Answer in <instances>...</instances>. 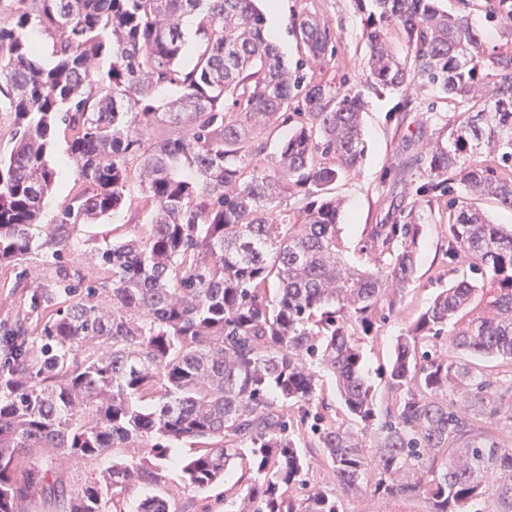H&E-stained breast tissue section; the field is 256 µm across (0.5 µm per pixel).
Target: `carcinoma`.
Wrapping results in <instances>:
<instances>
[{
  "label": "carcinoma",
  "mask_w": 512,
  "mask_h": 512,
  "mask_svg": "<svg viewBox=\"0 0 512 512\" xmlns=\"http://www.w3.org/2000/svg\"><path fill=\"white\" fill-rule=\"evenodd\" d=\"M355 4L371 87H430L458 110L447 143L405 161L423 173L412 197L392 202L399 223L372 228L366 267L342 257L333 194L364 154L363 93L317 68L336 56L328 22L299 16L305 58L291 68L256 0H0V111L13 143L0 156V268L21 312L0 327V512L37 496L58 512H126L139 485L157 490L136 512H186L176 496L224 484L237 459L250 477L224 512H340L373 471L374 494L422 498L428 512H512V446L473 420L512 427V396L439 351L448 337L512 363V230L467 202L490 196L512 210V0H484L506 38L491 50L437 0ZM34 30L50 39L48 65ZM168 87L178 98L157 104ZM278 122L293 129L269 154ZM158 125L171 135L151 142ZM61 134L74 181L44 224ZM445 196L448 265L465 255L472 277L397 337L395 402L380 414L359 337L386 320L387 281L413 282L417 201ZM132 207L143 217L132 235L94 241L91 271L73 264L79 226ZM35 255L55 265L47 286L27 283ZM317 367L362 430L381 419L373 454L333 419ZM460 386L467 411L448 404ZM177 443L193 452L169 481ZM304 446L322 449L336 487H309ZM108 454L112 465L80 484L63 475L72 460ZM490 470L501 474L492 490Z\"/></svg>",
  "instance_id": "1"
}]
</instances>
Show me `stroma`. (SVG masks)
<instances>
[{
  "instance_id": "1",
  "label": "stroma",
  "mask_w": 512,
  "mask_h": 512,
  "mask_svg": "<svg viewBox=\"0 0 512 512\" xmlns=\"http://www.w3.org/2000/svg\"><path fill=\"white\" fill-rule=\"evenodd\" d=\"M306 11L328 21L336 33L338 54L335 63L324 67L325 79L336 84L363 83L366 77L364 15L354 0H283L278 21L280 37L275 45L284 60L292 64L304 56L294 25ZM364 101V157L359 167L337 182L334 189L342 201L340 238L343 254L352 264L365 263L366 257L360 253L359 246L372 227L392 223V198L413 193L419 173L415 170L399 173V163L406 156L427 152L435 142L447 141L456 122L440 94L429 89L382 94L368 90L364 93ZM67 148L65 139L61 138L51 151L57 178L55 192L43 205V219L47 222L51 221L73 183V165L61 156ZM415 217L421 228L415 250V279L403 292L397 293L395 307L385 323L360 342L364 373L382 407L388 402L383 371L392 358L397 336L429 306L441 288L469 272L466 259H459L452 268L445 262L448 234L440 222V206L418 204ZM136 222L135 214L124 209L101 223L83 227L72 247V258L76 263H83L90 249L89 239L109 232L119 236L132 234ZM342 505L344 512H427L428 509L427 503L421 500L385 498L369 491L344 496Z\"/></svg>"
}]
</instances>
